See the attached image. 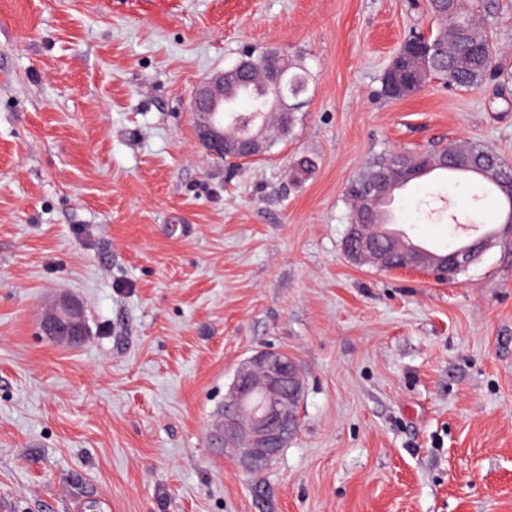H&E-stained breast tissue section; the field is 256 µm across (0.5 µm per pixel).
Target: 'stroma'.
I'll list each match as a JSON object with an SVG mask.
<instances>
[{
	"mask_svg": "<svg viewBox=\"0 0 512 512\" xmlns=\"http://www.w3.org/2000/svg\"><path fill=\"white\" fill-rule=\"evenodd\" d=\"M427 0H0V512H512V246L454 279L351 262L347 183L458 140L512 162L503 79L384 96ZM301 57L287 138L206 154L197 84ZM454 177L398 192L413 241L466 233ZM89 336H43L57 295ZM286 352L298 428L261 477L214 447L237 367Z\"/></svg>",
	"mask_w": 512,
	"mask_h": 512,
	"instance_id": "stroma-1",
	"label": "stroma"
}]
</instances>
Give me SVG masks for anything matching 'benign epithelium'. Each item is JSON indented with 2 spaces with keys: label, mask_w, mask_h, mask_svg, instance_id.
Returning a JSON list of instances; mask_svg holds the SVG:
<instances>
[{
  "label": "benign epithelium",
  "mask_w": 512,
  "mask_h": 512,
  "mask_svg": "<svg viewBox=\"0 0 512 512\" xmlns=\"http://www.w3.org/2000/svg\"><path fill=\"white\" fill-rule=\"evenodd\" d=\"M264 77L268 92L274 98L279 118L288 120L289 113L299 107L290 102L288 67L282 54L266 55ZM224 104V72L213 74L195 90V111L205 113L198 121V137L208 154L216 159L227 153L224 120L217 119L214 107ZM359 253L374 261L381 270L395 267H422V259L413 257L397 265L393 253L367 224L353 225ZM488 241L477 239L465 247L448 250L435 265V275L448 279L472 264L486 249ZM42 330L54 342L79 347L87 338V325L79 304L63 295L41 323ZM304 391L302 372L280 351L259 350L238 368L224 397V411L214 428L213 436L223 444L233 459L245 470L255 473L286 447L296 426V407Z\"/></svg>",
  "instance_id": "1"
}]
</instances>
